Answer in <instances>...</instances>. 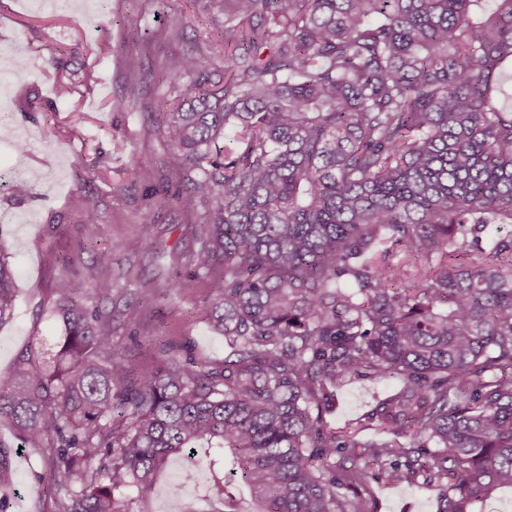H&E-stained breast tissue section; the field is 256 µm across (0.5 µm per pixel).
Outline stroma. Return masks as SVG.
<instances>
[{
	"instance_id": "stroma-1",
	"label": "stroma",
	"mask_w": 512,
	"mask_h": 512,
	"mask_svg": "<svg viewBox=\"0 0 512 512\" xmlns=\"http://www.w3.org/2000/svg\"><path fill=\"white\" fill-rule=\"evenodd\" d=\"M139 27H123L126 16ZM210 25L200 0H109L105 12L90 0H0V68L15 56L27 61L21 76H5L10 116L7 126L22 133L26 146L0 141V172L22 171L28 191L0 190V251L14 271V317L0 326V371L28 346L55 349L59 328L50 315L58 289L82 284L85 268L110 252L102 271L118 305L137 303L144 318L136 339L122 321L112 334L133 370L163 365L184 349L200 362L224 357V339L206 319L207 280L194 277L201 232L188 224L190 200H172L161 187L162 172L176 163L147 106L173 99L163 74L171 60L204 40ZM66 52L81 75L69 98L56 93L52 59ZM137 91L138 104L109 110L111 99ZM141 171L127 166L129 153ZM100 222L87 227L83 201ZM154 221L142 223L144 211ZM178 293H170L171 284ZM393 381H355L336 394L333 422L344 427L396 390ZM0 443L10 446L11 500L7 512H52L38 477L43 462L16 448L9 425L0 424ZM156 493L128 489L134 512H167L201 504L200 492L164 469ZM378 512H436L431 487L379 486Z\"/></svg>"
}]
</instances>
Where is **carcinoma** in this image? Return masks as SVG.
Returning a JSON list of instances; mask_svg holds the SVG:
<instances>
[{
    "label": "carcinoma",
    "mask_w": 512,
    "mask_h": 512,
    "mask_svg": "<svg viewBox=\"0 0 512 512\" xmlns=\"http://www.w3.org/2000/svg\"><path fill=\"white\" fill-rule=\"evenodd\" d=\"M205 2L224 25L167 69L163 181L204 208L196 274L230 352L130 376L112 320L143 309L112 314L101 253L52 305L53 364L0 371V423L54 512H133L126 490L184 458L221 512H375L373 480L482 512L512 488V0ZM13 292L0 252V325ZM354 379L399 389L337 429Z\"/></svg>",
    "instance_id": "carcinoma-1"
}]
</instances>
